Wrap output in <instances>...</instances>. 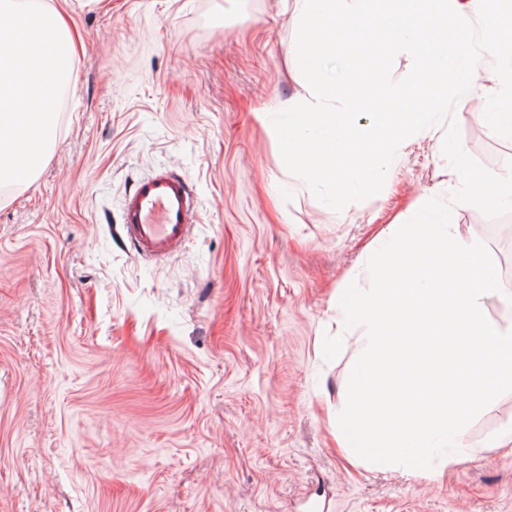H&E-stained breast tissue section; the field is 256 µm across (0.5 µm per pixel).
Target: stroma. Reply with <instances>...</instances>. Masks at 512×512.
I'll return each mask as SVG.
<instances>
[{
	"label": "stroma",
	"instance_id": "35a3bbf8",
	"mask_svg": "<svg viewBox=\"0 0 512 512\" xmlns=\"http://www.w3.org/2000/svg\"><path fill=\"white\" fill-rule=\"evenodd\" d=\"M74 88L31 184L0 186V512H512V392L469 425L467 461L432 485L352 459L344 405L360 329L336 294L370 285L389 225L448 198L443 127L405 140L382 191L337 212L287 170L270 116L304 93L289 68L299 0H70ZM455 112L465 152L503 175L512 140ZM186 175L198 219L178 253L120 238L132 184ZM512 284V242L453 208Z\"/></svg>",
	"mask_w": 512,
	"mask_h": 512
}]
</instances>
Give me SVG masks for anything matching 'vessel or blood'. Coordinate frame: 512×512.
<instances>
[{"mask_svg": "<svg viewBox=\"0 0 512 512\" xmlns=\"http://www.w3.org/2000/svg\"><path fill=\"white\" fill-rule=\"evenodd\" d=\"M195 190L180 174L164 171L139 179L122 205V224L138 255L157 260L179 251L196 219Z\"/></svg>", "mask_w": 512, "mask_h": 512, "instance_id": "1", "label": "vessel or blood"}]
</instances>
